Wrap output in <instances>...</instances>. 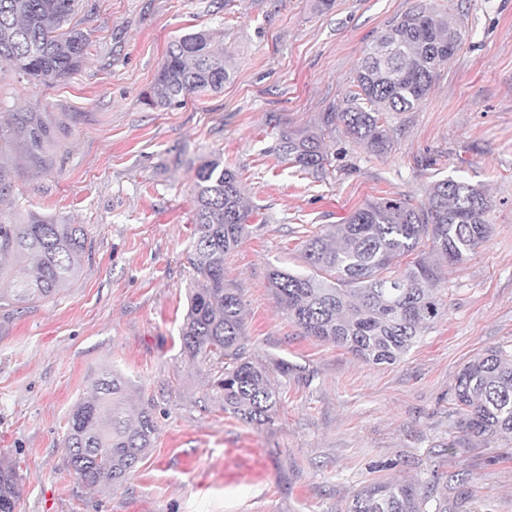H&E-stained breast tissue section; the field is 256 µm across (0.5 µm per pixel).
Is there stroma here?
Instances as JSON below:
<instances>
[{
	"label": "stroma",
	"mask_w": 512,
	"mask_h": 512,
	"mask_svg": "<svg viewBox=\"0 0 512 512\" xmlns=\"http://www.w3.org/2000/svg\"><path fill=\"white\" fill-rule=\"evenodd\" d=\"M418 0H78L71 22L88 54L71 77L29 83L0 62V171L13 205L84 224L81 272L53 297L0 310V459L21 476L17 512H345L377 479L448 490V512H512V446L448 451L461 365L512 350V0H433L461 32L425 101L393 112L392 148L377 155L337 128L331 166L280 162L281 128L304 132L344 108L367 46ZM206 31L230 78L218 93L148 105L167 45ZM53 132L29 149L12 115ZM220 155L241 179L249 233L224 260L244 303L256 362L276 356L307 380L271 373L286 399L274 424L249 426L209 397L210 377L181 353L194 283L186 251L193 183ZM480 185L491 236L435 292L445 315L400 362L371 365L303 335L276 303L271 268L307 271L304 242L366 201L423 199L438 178ZM153 400L156 442L122 485L90 488L67 466L72 406L104 372ZM184 454L194 469L176 467Z\"/></svg>",
	"instance_id": "obj_1"
}]
</instances>
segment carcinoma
Returning <instances> with one entry per match:
<instances>
[{
  "instance_id": "cac0c4a2",
  "label": "carcinoma",
  "mask_w": 512,
  "mask_h": 512,
  "mask_svg": "<svg viewBox=\"0 0 512 512\" xmlns=\"http://www.w3.org/2000/svg\"><path fill=\"white\" fill-rule=\"evenodd\" d=\"M76 0H0V60L12 63L36 84L67 77L87 51L83 32L70 25ZM461 44L448 16L420 0L415 9L368 46L340 112L323 113L317 130L303 135L281 129L278 155L301 171L329 163L325 134L344 125L355 143L377 154L391 147L387 112H412L434 85L439 67ZM229 72L224 47L206 32L187 33L167 46L149 105L168 108L198 92H219ZM31 149L50 138L32 112L19 117ZM492 204L479 187L460 179H437L425 198H379L358 207L344 224H332L305 241L308 273L273 268L268 282L279 307L303 335L342 346L368 364H393L446 311L433 294L444 278L437 255L450 266L474 256L492 233ZM249 210L238 173L219 158L206 160L194 181V232L187 262L197 278L181 327L182 354L214 374L213 398L224 412L252 426L271 425L283 392L270 369L307 379L305 368L284 357L272 366L254 362L245 340L243 303L224 279V257L248 235ZM83 224H63L33 214L24 224L0 221V280L3 263L25 276L0 287V309L31 305L77 277L86 250ZM126 379L107 372L91 395L69 413L67 464L88 486L117 485L134 473L154 447L157 431L151 401L132 403ZM453 404L463 440L448 442L454 453L475 438L512 441V351L490 348L462 365ZM18 474L0 465V512H16ZM346 512H448V493L429 481L392 479L364 486Z\"/></svg>"
}]
</instances>
